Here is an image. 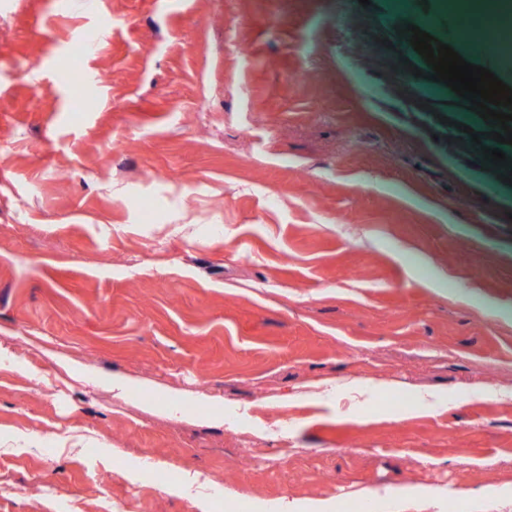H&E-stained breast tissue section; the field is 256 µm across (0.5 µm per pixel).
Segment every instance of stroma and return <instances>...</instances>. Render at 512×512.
<instances>
[{
	"label": "stroma",
	"instance_id": "stroma-1",
	"mask_svg": "<svg viewBox=\"0 0 512 512\" xmlns=\"http://www.w3.org/2000/svg\"><path fill=\"white\" fill-rule=\"evenodd\" d=\"M458 23L0 0V512H512V185L405 31L512 86Z\"/></svg>",
	"mask_w": 512,
	"mask_h": 512
}]
</instances>
